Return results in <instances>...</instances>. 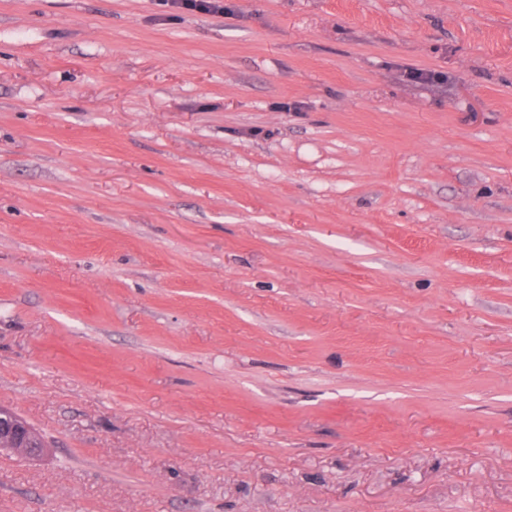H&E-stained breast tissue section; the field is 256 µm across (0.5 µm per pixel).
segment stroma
Returning <instances> with one entry per match:
<instances>
[{"mask_svg": "<svg viewBox=\"0 0 512 512\" xmlns=\"http://www.w3.org/2000/svg\"><path fill=\"white\" fill-rule=\"evenodd\" d=\"M223 3L0 0V512H512V0ZM34 433L16 413L0 408V450H22L29 457L43 454L45 448H34Z\"/></svg>", "mask_w": 512, "mask_h": 512, "instance_id": "obj_1", "label": "stroma"}]
</instances>
